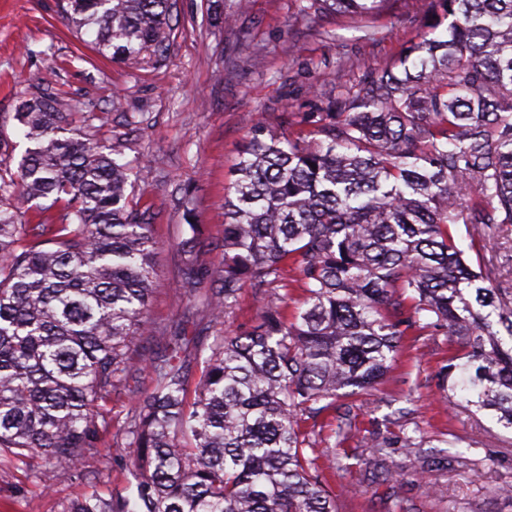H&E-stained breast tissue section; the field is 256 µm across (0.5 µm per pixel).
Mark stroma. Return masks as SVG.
<instances>
[{"instance_id":"stroma-1","label":"stroma","mask_w":512,"mask_h":512,"mask_svg":"<svg viewBox=\"0 0 512 512\" xmlns=\"http://www.w3.org/2000/svg\"><path fill=\"white\" fill-rule=\"evenodd\" d=\"M301 0H176L168 48L138 63L99 55L72 32L60 0H0V141L11 164L28 144L14 114L42 86L70 98L90 118L92 133L135 166L134 207L158 243L157 292L148 316L157 328L138 351L152 356L170 332L208 326L209 283L181 286L188 227L201 225L200 261L224 263V195L234 164L256 120L279 129L284 113L306 112L316 94L355 84L365 68L383 69L422 39L430 0H392L372 19L302 10ZM460 249L471 261L492 262L501 287L512 289V225L490 237L457 225ZM430 330L404 337L399 354L375 389L345 398L348 439L316 427L318 451L346 458L327 470L337 512H388L389 493L418 512H512L497 496L512 485V432L484 414L450 409L437 374L456 352ZM411 436L423 447L447 446L449 461L422 473L400 448ZM394 443L404 479L396 489L360 465L363 443ZM126 449L105 445L80 476L57 479L52 465L0 462V512H66L86 495L109 496L126 484Z\"/></svg>"}]
</instances>
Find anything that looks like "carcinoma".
I'll return each mask as SVG.
<instances>
[{
    "label": "carcinoma",
    "instance_id": "1",
    "mask_svg": "<svg viewBox=\"0 0 512 512\" xmlns=\"http://www.w3.org/2000/svg\"><path fill=\"white\" fill-rule=\"evenodd\" d=\"M370 17L388 0H318ZM70 28L138 61L167 49L172 0H66ZM30 143L0 161V453L43 456L70 478L111 435L100 403L144 375L126 425L133 496L95 493L67 512H336L304 424L388 372L402 336L441 328L459 353L444 399L512 430V290L474 269L453 226L512 224V0H433L427 32L390 67L321 96L280 132L257 121L224 197V267L194 259L183 287L212 279L218 325L245 286L254 325L206 342L153 334L156 241L133 209V168L73 122L50 88L20 101ZM61 205L60 224L29 212ZM302 306L288 309L290 281ZM200 372L189 389L190 372ZM461 399H456V396ZM368 464L402 474L372 439Z\"/></svg>",
    "mask_w": 512,
    "mask_h": 512
}]
</instances>
